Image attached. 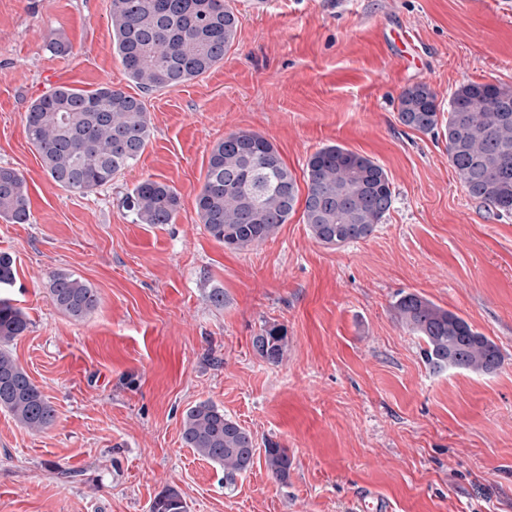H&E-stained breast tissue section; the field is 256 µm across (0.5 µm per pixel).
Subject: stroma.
<instances>
[{
    "instance_id": "35a3bbf8",
    "label": "stroma",
    "mask_w": 512,
    "mask_h": 512,
    "mask_svg": "<svg viewBox=\"0 0 512 512\" xmlns=\"http://www.w3.org/2000/svg\"><path fill=\"white\" fill-rule=\"evenodd\" d=\"M111 0H0V167L26 180L28 223L0 219L17 279L0 288L30 325L9 350L53 405L24 428L0 409V512H149L165 488L188 512H357L373 492L392 512H512V214L468 196L442 134L402 125L399 96L424 83L447 102L462 82L512 88V0H229L238 19L221 63L142 95L152 134L137 164L80 195L44 172L25 133L55 87L129 94L108 31ZM70 42L65 56L47 41ZM260 133L295 174L327 145L387 172L393 204L366 239L315 242L300 215L234 251L200 223L196 196L224 135ZM179 195L174 223L138 224L122 206L144 178ZM62 271L100 298L77 321L53 305ZM224 291L223 305L210 300ZM412 292L499 347L489 375L431 371L396 321ZM287 339L279 363L252 340ZM211 401L292 457L224 471L182 439ZM285 335L282 329L271 325L253 339L257 354L271 364L279 363L283 356ZM265 463L268 470L278 479H288L292 460L288 456L287 448H280L278 443L268 440L264 448Z\"/></svg>"
}]
</instances>
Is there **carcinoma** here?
Returning a JSON list of instances; mask_svg holds the SVG:
<instances>
[{"instance_id": "cac0c4a2", "label": "carcinoma", "mask_w": 512, "mask_h": 512, "mask_svg": "<svg viewBox=\"0 0 512 512\" xmlns=\"http://www.w3.org/2000/svg\"><path fill=\"white\" fill-rule=\"evenodd\" d=\"M238 27L226 0H111L113 47L128 78L143 93L178 87L224 60ZM441 112L426 84L406 88L399 97L400 122L423 133L437 132ZM28 140L46 174L58 186L87 194L133 167L150 139L144 101L105 84L92 91L58 86L36 99L25 115ZM448 160L467 194L500 213L512 214V89L464 82L450 96L444 125ZM307 187L299 201L296 176L263 135L230 132L210 151L196 197L200 223L216 241L244 250L273 237L303 203L302 220L312 238L341 246L369 237L393 203L386 171L372 159L339 145L311 155L303 170ZM123 206L138 224H170L179 208L176 190L146 178L130 189ZM30 200L24 177L0 167V218L25 224ZM16 278L13 256L0 252V288ZM49 293L55 307L82 320L98 306L97 292L80 279L54 272ZM399 323L425 344L424 362L432 371L448 368L492 374L503 359L497 345L462 317L415 293L393 304ZM26 314L0 298V408L23 427L42 431L55 421L51 403L16 363L9 345L28 329ZM285 335L271 325L254 337L257 354L281 361ZM182 440L199 456L224 469V485L253 464V435L210 401L190 407ZM268 470L288 479V449L267 441ZM150 512H188L181 494L167 488Z\"/></svg>"}]
</instances>
